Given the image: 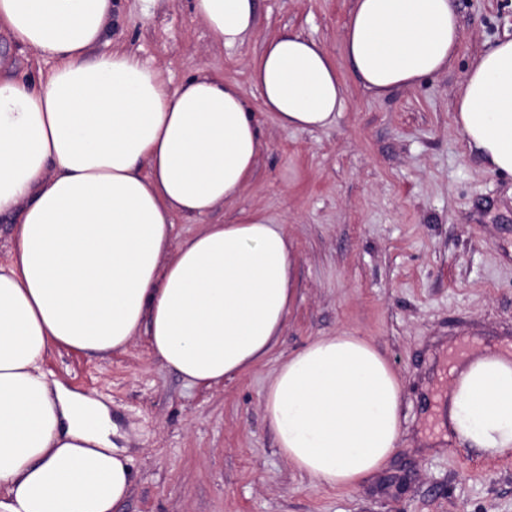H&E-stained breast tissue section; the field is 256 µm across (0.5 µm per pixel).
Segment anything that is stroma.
<instances>
[{
    "instance_id": "1",
    "label": "stroma",
    "mask_w": 512,
    "mask_h": 512,
    "mask_svg": "<svg viewBox=\"0 0 512 512\" xmlns=\"http://www.w3.org/2000/svg\"><path fill=\"white\" fill-rule=\"evenodd\" d=\"M354 0H259L254 29L212 42L192 0H112L101 50L121 47L170 87L198 70L239 85L261 129L256 171L206 223L258 209L283 224L296 256V299L255 368L212 389L188 386L138 333L124 351H50L43 367L99 396L134 481L119 512H512V454L437 446L449 350L512 340V176L485 170L455 126L473 59L512 38V0H454L461 41L448 71L378 97L341 65L346 106L327 128H281L251 88L265 41L294 32L342 57ZM29 48L0 31V77L38 75ZM370 339L403 381L402 434L387 466L357 488L298 473L279 455L264 387L288 354L320 336Z\"/></svg>"
}]
</instances>
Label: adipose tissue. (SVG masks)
Wrapping results in <instances>:
<instances>
[{"mask_svg": "<svg viewBox=\"0 0 512 512\" xmlns=\"http://www.w3.org/2000/svg\"><path fill=\"white\" fill-rule=\"evenodd\" d=\"M213 41L253 30L257 0H194ZM112 0H0V27L46 64L37 81L0 78V215L18 212L0 263V512H114L133 482L100 400L51 388L55 347L154 353L210 388L273 350L294 296L283 225L235 202L263 140L242 90L206 71L169 88L116 47L93 54ZM460 42L453 0H355L344 56L376 96L447 71ZM279 126H330L347 89L328 52L284 33L250 64ZM453 120L470 153L512 175V39L473 60ZM201 219L174 239V218ZM402 382L375 344L342 332L282 360L263 414L300 474L352 489L382 470L401 433ZM448 432L484 456L512 453V344L448 368Z\"/></svg>", "mask_w": 512, "mask_h": 512, "instance_id": "ef3b65f1", "label": "adipose tissue"}]
</instances>
